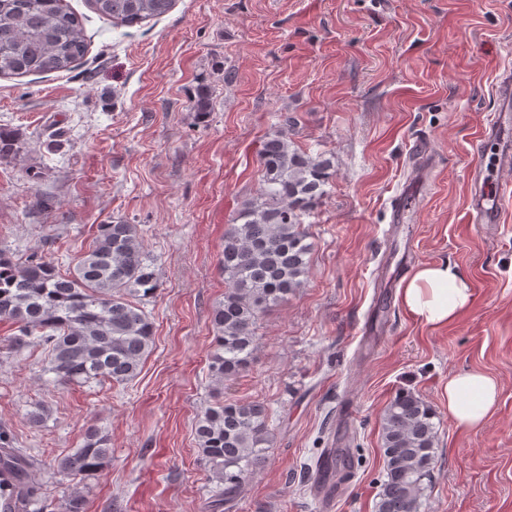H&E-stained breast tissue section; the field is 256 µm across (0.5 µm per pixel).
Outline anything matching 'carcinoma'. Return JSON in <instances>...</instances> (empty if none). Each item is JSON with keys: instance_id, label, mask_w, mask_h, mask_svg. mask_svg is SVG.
<instances>
[{"instance_id": "carcinoma-1", "label": "carcinoma", "mask_w": 512, "mask_h": 512, "mask_svg": "<svg viewBox=\"0 0 512 512\" xmlns=\"http://www.w3.org/2000/svg\"><path fill=\"white\" fill-rule=\"evenodd\" d=\"M92 8L132 27L167 14L174 0H90ZM82 18L61 0H0V76L66 70L84 57ZM261 188L224 232V299L211 316L214 350L209 371L218 385L249 364L257 323L269 308L302 287L311 245L303 217L324 194L330 159L292 146L288 125L268 136L259 155ZM160 287L155 259L137 225L102 224L75 266L63 274L35 257L0 249V321L15 325L9 343L48 351L44 373L55 385L93 380L124 385L140 373L153 346L145 305ZM437 414L419 395L401 391L381 414L385 470L376 512H420L437 459ZM195 433L216 483L213 502L234 501L271 443L266 409L240 400H216L197 419ZM108 438L88 429L82 445L57 462L74 479L103 469ZM32 459L0 445V500L31 502Z\"/></svg>"}]
</instances>
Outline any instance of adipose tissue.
<instances>
[{"label": "adipose tissue", "mask_w": 512, "mask_h": 512, "mask_svg": "<svg viewBox=\"0 0 512 512\" xmlns=\"http://www.w3.org/2000/svg\"><path fill=\"white\" fill-rule=\"evenodd\" d=\"M398 298L415 319L440 328L454 322L470 306L472 290L457 264L433 262L417 267L403 283ZM445 392L448 413L456 426L473 430L494 413L499 388L492 377L472 370L450 377Z\"/></svg>", "instance_id": "ef3b65f1"}]
</instances>
